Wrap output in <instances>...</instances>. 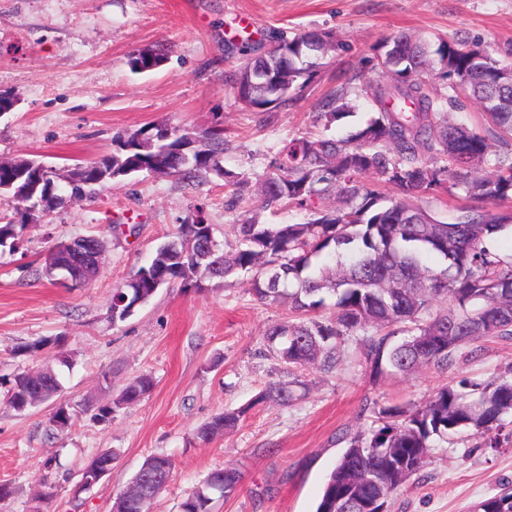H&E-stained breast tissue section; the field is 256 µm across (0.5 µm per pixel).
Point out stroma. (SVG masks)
I'll return each instance as SVG.
<instances>
[{"mask_svg": "<svg viewBox=\"0 0 512 512\" xmlns=\"http://www.w3.org/2000/svg\"><path fill=\"white\" fill-rule=\"evenodd\" d=\"M310 29L332 32L343 45L312 86L275 112L241 105L225 80L242 61L239 36L259 47L271 32ZM400 30L432 46L476 40L497 58L512 43V0H0V92L17 99L0 115V160L37 158L63 180L127 131L154 125L195 136L218 125L223 165L246 183L236 194L212 174L194 186L142 173L37 215L20 252L0 247V485L10 489L0 512H112L155 454L170 456L175 473L152 512H181L187 494L227 466L240 483L214 500L212 512H315L341 452L336 434L368 428L370 403L414 406L460 377L484 380L512 363V341L484 339L474 358L375 380L351 339L337 367L303 370L307 390L292 405L256 406L254 396L282 376L264 333L290 313L260 303L246 275L201 291L164 288L128 320L111 319L113 288L148 264L194 210L228 251L244 214L258 213L265 224L304 222L293 207L261 208L260 178L284 144L316 130L320 97L356 73L379 78L375 49ZM159 45L168 49L159 69L131 71V56ZM79 236L104 242L102 266L89 286L66 288L44 275L45 259ZM48 366L59 394L24 412L10 407L15 375ZM142 374L154 379L149 396L107 424L91 422L90 409ZM59 404L74 413L62 432L49 423ZM238 408L245 415L234 430L197 438L211 416ZM105 449L118 455L111 474L81 485L82 469ZM50 457L57 464L48 470ZM508 482L512 447L437 438L388 512H468Z\"/></svg>", "mask_w": 512, "mask_h": 512, "instance_id": "stroma-1", "label": "stroma"}]
</instances>
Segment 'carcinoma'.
<instances>
[{"label": "carcinoma", "instance_id": "cac0c4a2", "mask_svg": "<svg viewBox=\"0 0 512 512\" xmlns=\"http://www.w3.org/2000/svg\"><path fill=\"white\" fill-rule=\"evenodd\" d=\"M342 44L328 32L307 30L286 39L277 34L258 49L245 47V58L227 76L236 99L258 112H274L295 102L314 81L323 59ZM288 56L269 80H257L249 91L241 82L269 55ZM435 55L447 95L430 89L423 72ZM386 81L359 85L351 77L317 104L316 121L329 127L355 110L360 95L371 98L376 115L354 132L333 138L308 133L293 138L270 160L263 177L260 207L282 203L307 213L300 224H264L244 217L234 225L237 246L221 247L202 212L178 225L152 260L113 289L112 322L134 315L130 307L147 303L160 288L180 283L203 289L204 283L247 274L253 293L264 305L288 304L296 313L266 332L269 352L283 365L286 378L269 385L254 403L287 406L301 397L306 383L296 370L319 364L334 368L349 336H359L361 354L371 375L410 374L471 357L474 343L488 337L512 339V267L503 266L488 246L496 233L512 225V149H491L489 137L512 140V76L508 65L476 44L439 40L434 51L412 34L386 37L373 57ZM479 103L486 127L450 122L443 102L460 98ZM200 144L165 127L136 129L116 140L112 153L86 165L103 181L75 174L79 184L66 192L58 207L74 198L91 197L105 184L146 171L193 182L204 173L223 171L224 129H206ZM37 166L23 158L0 162V195L18 188L45 192L54 182L36 175ZM392 186L401 197H388ZM427 193H446L476 202L461 206L450 221L414 202ZM35 213L0 222V247L21 236ZM207 259H200V255ZM436 255L440 263L427 265ZM330 259L336 273L315 266ZM333 312L322 316L326 297ZM449 307L425 317L439 301ZM406 334L392 341L397 332ZM153 378L141 375L90 419L106 424L125 405L148 395ZM60 390L55 372L23 373L14 380L10 405L30 409ZM244 410L226 409L205 422L199 439L208 442L238 426ZM512 364L491 380L460 378L424 404L383 407L366 430L343 432L346 449L327 475L316 512H366L365 504L390 497L425 466L432 439L461 436L493 451L512 444ZM174 473L172 459L152 455L133 478L137 483L154 467ZM240 474L231 467L215 470L181 503V512H211L215 495L236 490ZM474 512H512V488L480 501Z\"/></svg>", "mask_w": 512, "mask_h": 512}]
</instances>
